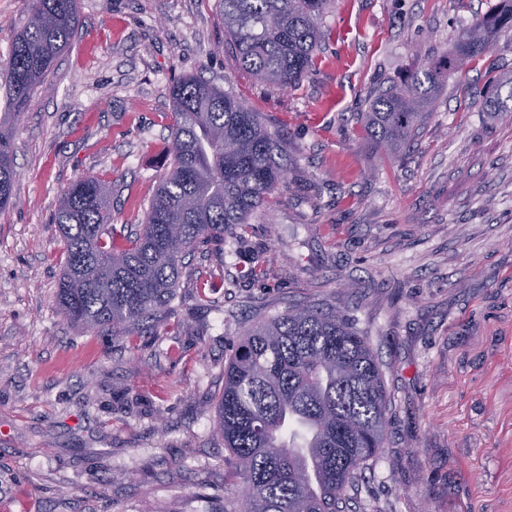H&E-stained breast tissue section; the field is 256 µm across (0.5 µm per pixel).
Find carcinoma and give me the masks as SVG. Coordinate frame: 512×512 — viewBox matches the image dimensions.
Masks as SVG:
<instances>
[{
    "label": "carcinoma",
    "mask_w": 512,
    "mask_h": 512,
    "mask_svg": "<svg viewBox=\"0 0 512 512\" xmlns=\"http://www.w3.org/2000/svg\"><path fill=\"white\" fill-rule=\"evenodd\" d=\"M329 0H219L232 66L292 89L326 36ZM465 29L451 52L381 82L363 126L392 153L417 136L447 73L512 31V0ZM77 0H28V20L0 64V210L13 204L11 141L32 93L76 32ZM492 111L512 114V78ZM166 153L170 168L148 201L139 232L114 244L112 182L82 177L64 190L55 224L65 244L60 312L91 330L132 326L175 299L186 255L243 238L268 195L285 186L278 135L229 90L196 77L173 82ZM389 400L364 332L339 311L295 304L246 329L224 366L216 422L232 460L236 512H348L359 479L382 452Z\"/></svg>",
    "instance_id": "1"
}]
</instances>
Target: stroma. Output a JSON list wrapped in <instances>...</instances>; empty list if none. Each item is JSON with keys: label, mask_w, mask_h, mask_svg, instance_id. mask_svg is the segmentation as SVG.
Listing matches in <instances>:
<instances>
[{"label": "stroma", "mask_w": 512, "mask_h": 512, "mask_svg": "<svg viewBox=\"0 0 512 512\" xmlns=\"http://www.w3.org/2000/svg\"><path fill=\"white\" fill-rule=\"evenodd\" d=\"M500 3L331 0L290 91L231 66L218 0H78L69 50L15 125L16 204L0 210V512H235L215 423L224 366L245 328L306 302L366 334L391 398L356 512H512V118L489 108L512 32L449 73L401 151L357 118L380 79L440 59ZM183 76L279 134L288 189L223 254L187 258L160 318L71 324L55 304L58 199L79 177L112 181L114 237L134 232ZM206 279L223 282L222 310L203 308Z\"/></svg>", "instance_id": "35a3bbf8"}]
</instances>
